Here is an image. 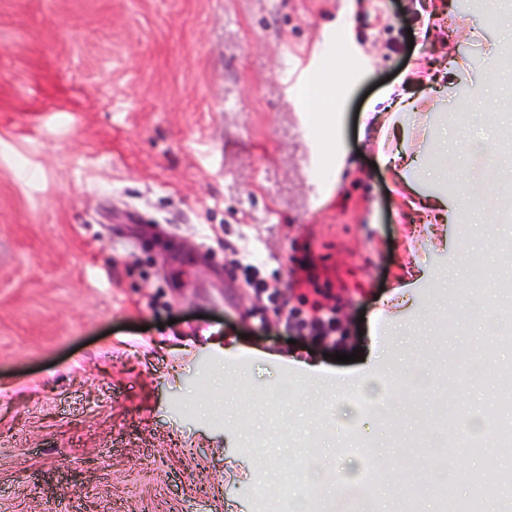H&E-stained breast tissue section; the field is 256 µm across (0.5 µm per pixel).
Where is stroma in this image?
I'll list each match as a JSON object with an SVG mask.
<instances>
[{
	"label": "stroma",
	"mask_w": 512,
	"mask_h": 512,
	"mask_svg": "<svg viewBox=\"0 0 512 512\" xmlns=\"http://www.w3.org/2000/svg\"><path fill=\"white\" fill-rule=\"evenodd\" d=\"M481 19L477 0H0V512H285L316 463L373 466L396 512L401 477L482 469L426 429L491 403L454 369L485 323L452 336L445 316L512 219L488 237L485 211L433 224L425 203L466 179L512 201V63L483 97L465 77ZM399 95L414 112L393 125ZM381 139L411 167L377 165ZM437 154L464 170L430 172ZM335 305L344 341L285 325ZM415 365L435 385L343 455L349 381L385 394Z\"/></svg>",
	"instance_id": "35a3bbf8"
}]
</instances>
